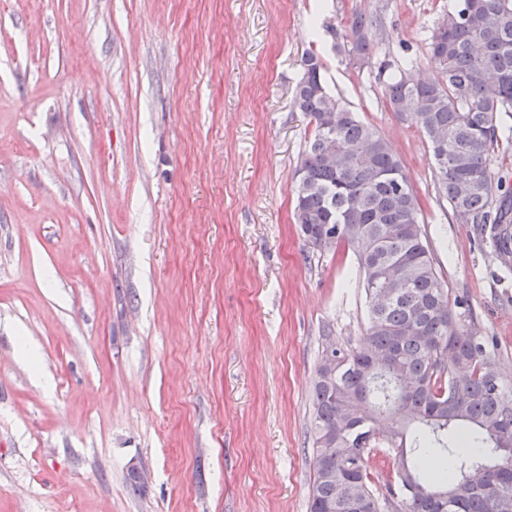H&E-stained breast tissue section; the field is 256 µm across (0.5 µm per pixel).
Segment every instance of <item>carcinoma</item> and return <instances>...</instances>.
<instances>
[{"instance_id":"1","label":"carcinoma","mask_w":512,"mask_h":512,"mask_svg":"<svg viewBox=\"0 0 512 512\" xmlns=\"http://www.w3.org/2000/svg\"><path fill=\"white\" fill-rule=\"evenodd\" d=\"M380 28L352 12L334 49L372 63ZM440 63L412 77L407 59L386 80L391 111L427 138L437 190L454 217L479 225L504 270L512 269V198L488 161L512 117V0H457L427 38ZM292 107L314 123L296 170L294 219L312 246H355L368 304L358 345L323 348L312 390L314 478L309 512H512V398L482 337L457 327L435 269L408 171L385 138L327 90L307 52ZM388 434L374 431L380 416ZM399 448L402 471L388 495L370 483V454ZM432 452L450 463L431 472ZM487 471L473 488L468 472Z\"/></svg>"}]
</instances>
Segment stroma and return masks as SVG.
I'll return each mask as SVG.
<instances>
[{
	"mask_svg": "<svg viewBox=\"0 0 512 512\" xmlns=\"http://www.w3.org/2000/svg\"><path fill=\"white\" fill-rule=\"evenodd\" d=\"M453 2L0 0V512H308L316 366L367 328L354 248L293 219L310 50L408 170L454 320L512 395V274L379 75L435 76ZM357 9L382 32L363 67L330 34Z\"/></svg>",
	"mask_w": 512,
	"mask_h": 512,
	"instance_id": "obj_1",
	"label": "stroma"
}]
</instances>
